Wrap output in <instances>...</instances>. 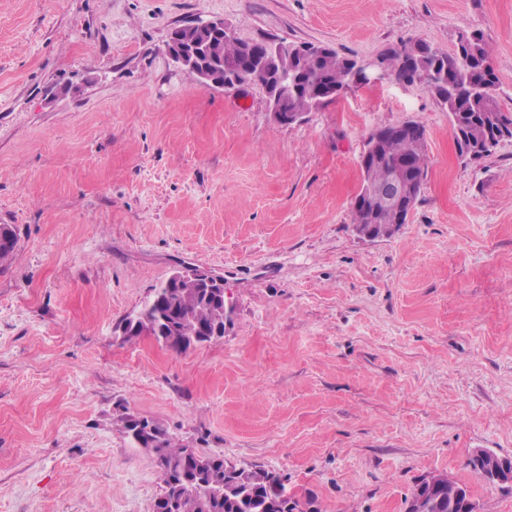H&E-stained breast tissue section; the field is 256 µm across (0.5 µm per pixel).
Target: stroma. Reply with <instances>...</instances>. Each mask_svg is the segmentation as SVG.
Here are the masks:
<instances>
[{
  "mask_svg": "<svg viewBox=\"0 0 512 512\" xmlns=\"http://www.w3.org/2000/svg\"><path fill=\"white\" fill-rule=\"evenodd\" d=\"M198 18L363 60L476 31L512 112V0H0V512H152L126 415L319 512H404L432 472L512 512L469 465L512 459V139L460 155L446 104L388 78L275 124L260 85L172 62ZM409 121L428 176L363 238L361 155ZM179 266L223 276V340L114 336ZM198 85L201 88L209 89L214 87L233 86L241 87L251 83L250 75L244 72L226 73L224 81H216L209 72L203 70L199 74ZM161 324V332L160 334H156L154 338L164 345H166V342L175 337V340L173 344L169 345L168 348L175 350L178 353H182L187 351L190 347L195 346L197 344L205 342L204 338H201L199 336H180V329L178 326H174L172 336H168V334H165L164 330H167L168 327L160 322Z\"/></svg>",
  "mask_w": 512,
  "mask_h": 512,
  "instance_id": "obj_1",
  "label": "stroma"
}]
</instances>
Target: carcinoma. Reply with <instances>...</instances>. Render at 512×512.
<instances>
[{
	"label": "carcinoma",
	"mask_w": 512,
	"mask_h": 512,
	"mask_svg": "<svg viewBox=\"0 0 512 512\" xmlns=\"http://www.w3.org/2000/svg\"><path fill=\"white\" fill-rule=\"evenodd\" d=\"M264 50L260 41L242 39L219 40L213 57L226 68H237L247 62L248 52ZM412 53L414 64L426 75L427 86L448 106L456 119L466 118L473 137H483L486 128L494 127L493 118L512 124V112H504L496 97L497 78L489 73L484 81L474 80L477 68L487 64L488 50L484 41L475 45V62L461 63L453 56L421 41H409L401 48H390L380 55V62L401 81L407 74L402 61ZM354 59L330 49L316 61L302 66L293 60L282 67L298 70V88L280 100L284 112H305L309 99L328 86L343 90ZM407 159L404 169L397 163ZM428 174L425 131L410 136L390 138L380 144V154L362 168V184L381 185L399 175L403 179L424 184ZM18 243L17 228L0 224V262H5ZM159 311L184 316L190 325L224 324V300L215 301L197 288H172L163 283L154 289ZM157 432L146 447L157 463L163 482L162 493L152 512H317L306 511L296 500L284 496L279 479L261 468H237L222 456H199L206 468L198 470L187 461V448L175 443L168 430L156 424ZM432 499V512H463L460 502L448 500V481L440 482Z\"/></svg>",
	"instance_id": "carcinoma-1"
}]
</instances>
